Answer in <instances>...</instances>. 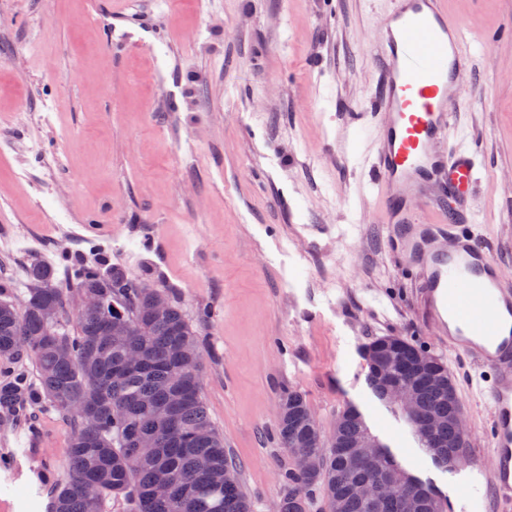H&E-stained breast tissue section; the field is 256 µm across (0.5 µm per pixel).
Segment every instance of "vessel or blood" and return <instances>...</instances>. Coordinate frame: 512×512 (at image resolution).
<instances>
[{
	"label": "vessel or blood",
	"mask_w": 512,
	"mask_h": 512,
	"mask_svg": "<svg viewBox=\"0 0 512 512\" xmlns=\"http://www.w3.org/2000/svg\"><path fill=\"white\" fill-rule=\"evenodd\" d=\"M464 40L461 23L440 0H394L377 35L380 79L366 100L376 152L367 184L388 243L420 274L426 319L486 376L490 454L468 466L477 473L491 468V498L500 512H512V284L468 221L477 154L439 148L476 97L460 82L470 67ZM433 185L440 195L427 194ZM431 210L442 211L443 221L428 220Z\"/></svg>",
	"instance_id": "vessel-or-blood-1"
}]
</instances>
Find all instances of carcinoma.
Here are the masks:
<instances>
[{
  "label": "carcinoma",
  "mask_w": 512,
  "mask_h": 512,
  "mask_svg": "<svg viewBox=\"0 0 512 512\" xmlns=\"http://www.w3.org/2000/svg\"><path fill=\"white\" fill-rule=\"evenodd\" d=\"M23 271V309L0 300V421L29 406L55 411L70 428L68 477L53 489L52 512H105L107 502L121 496L130 512H253L241 478H224V471L238 473L240 467L208 412L203 377L184 382L182 396L171 398L180 349L202 351L200 328L211 311L192 317L171 297L157 316L151 297L139 288L141 280L95 266H74L62 279L41 262ZM80 289L98 292L101 307L70 313L69 294ZM110 322L122 324L124 335H109ZM130 345L143 348L144 360L116 376ZM416 349L400 336L371 340L364 349L368 383L385 402L390 385L412 381L422 417L437 419L432 434L419 442L446 468L464 456L466 439L457 425L461 407L443 361L432 355L425 372H412L408 355ZM276 394L275 440L288 455L281 468L288 487L282 512H311L315 500L320 512H371L352 491L359 479L373 482L385 496L382 512H404L412 492L421 497V512H447L418 480L408 488L389 486L398 461L386 446L359 468L349 463L350 445L372 437L356 407L340 410L326 435L302 390L282 386ZM298 456L309 458L308 469L296 465ZM160 469L172 475L164 497L153 488Z\"/></svg>",
  "instance_id": "carcinoma-1"
}]
</instances>
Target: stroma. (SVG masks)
I'll return each mask as SVG.
<instances>
[{"label": "stroma", "mask_w": 512, "mask_h": 512, "mask_svg": "<svg viewBox=\"0 0 512 512\" xmlns=\"http://www.w3.org/2000/svg\"><path fill=\"white\" fill-rule=\"evenodd\" d=\"M392 0H0V279L70 260L149 277L203 326V386L254 512L287 488L271 438L279 386L304 391L323 429L359 407L400 465L468 512L473 476L444 470L367 383L363 348L403 336L448 365L484 450L475 368L425 323L415 272L390 251L363 168L376 32ZM466 36L476 101L453 144L478 154V224L512 283V0H444ZM33 43L25 65L16 49ZM49 114L21 127L18 110ZM266 122L254 123L250 113ZM31 184L18 183V168ZM64 189L68 246L35 183ZM55 412L0 426V512H48L66 479Z\"/></svg>", "instance_id": "obj_1"}]
</instances>
